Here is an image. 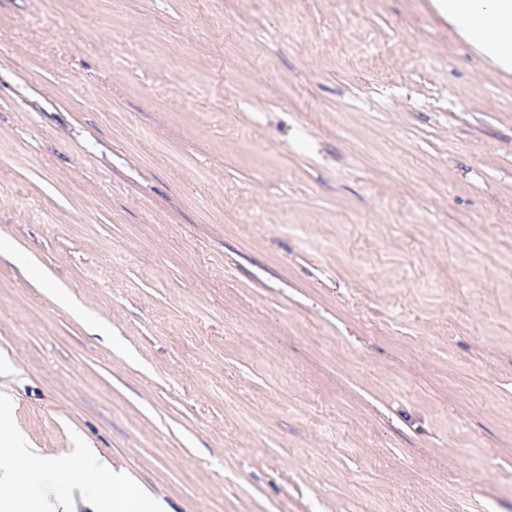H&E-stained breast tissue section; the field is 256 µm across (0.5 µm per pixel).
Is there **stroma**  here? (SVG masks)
Wrapping results in <instances>:
<instances>
[{"instance_id": "obj_1", "label": "stroma", "mask_w": 512, "mask_h": 512, "mask_svg": "<svg viewBox=\"0 0 512 512\" xmlns=\"http://www.w3.org/2000/svg\"><path fill=\"white\" fill-rule=\"evenodd\" d=\"M0 247L45 453L173 512H512V73L429 0H0Z\"/></svg>"}]
</instances>
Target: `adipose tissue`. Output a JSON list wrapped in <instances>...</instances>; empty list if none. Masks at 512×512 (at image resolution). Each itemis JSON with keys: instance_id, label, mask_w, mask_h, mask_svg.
<instances>
[{"instance_id": "ef3b65f1", "label": "adipose tissue", "mask_w": 512, "mask_h": 512, "mask_svg": "<svg viewBox=\"0 0 512 512\" xmlns=\"http://www.w3.org/2000/svg\"><path fill=\"white\" fill-rule=\"evenodd\" d=\"M462 40L491 65L512 69V0H432ZM13 402L0 393V512H66L80 498L89 512H160L161 501L117 473L93 449L75 446L53 457L17 433Z\"/></svg>"}]
</instances>
